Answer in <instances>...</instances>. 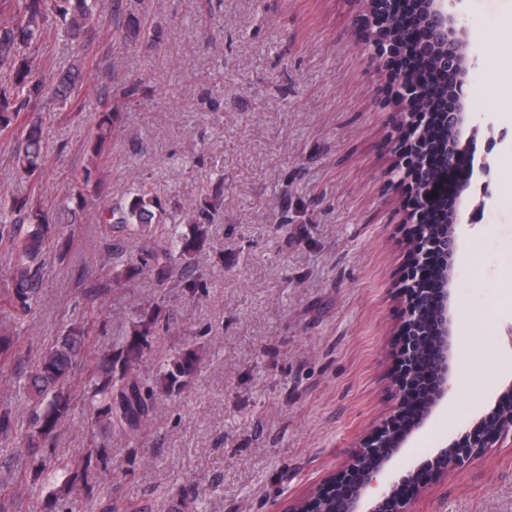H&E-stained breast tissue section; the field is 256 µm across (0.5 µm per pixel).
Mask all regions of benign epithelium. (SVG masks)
Segmentation results:
<instances>
[{
	"instance_id": "7a95c632",
	"label": "benign epithelium",
	"mask_w": 512,
	"mask_h": 512,
	"mask_svg": "<svg viewBox=\"0 0 512 512\" xmlns=\"http://www.w3.org/2000/svg\"><path fill=\"white\" fill-rule=\"evenodd\" d=\"M364 2L368 8L371 38L377 46L379 34L391 28L388 17L396 10L398 0ZM405 11L406 24L418 25L415 33L418 55L434 59L440 65L448 64L455 78V92L445 100L442 112L453 132V140L438 155L428 154L416 164V173L409 175L408 185L410 193L418 199L412 219L423 228L422 234L408 241L410 268L424 273L427 253L433 252L441 259L440 286L431 292L432 304H427L422 294L407 303V316L402 325L407 339L396 351V362L404 365L408 373L406 380L398 381V386L411 387L422 376L435 379V386L424 401L417 423L402 435L394 431L392 420L401 415L406 402V394H401L391 420L366 436L337 474L319 486L310 498L288 506V512H410V498L400 492L402 481H386L383 472L434 409L448 401L452 349L449 300L454 258L458 252L457 226L465 208L463 193L474 173L470 168L468 175L461 176L457 169L462 146L471 141L478 130V126L472 124L464 91L470 67L469 32L454 14L448 12V0H408ZM400 79L401 88L396 100L405 122L407 147L416 153L419 145L428 140V124L418 123L416 114L427 111V107L417 90L413 71L407 70ZM444 171L448 173V194L455 204L448 208L452 216L450 232L435 234L430 231L428 215L435 198V185ZM509 436L512 437V385L499 396L493 412L469 431L468 441L463 445L454 443L440 448L434 464L440 472L446 473Z\"/></svg>"
}]
</instances>
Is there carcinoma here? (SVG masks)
Segmentation results:
<instances>
[{"label": "carcinoma", "instance_id": "cac0c4a2", "mask_svg": "<svg viewBox=\"0 0 512 512\" xmlns=\"http://www.w3.org/2000/svg\"><path fill=\"white\" fill-rule=\"evenodd\" d=\"M17 22L0 25V132L16 128L22 110L43 100L64 106L83 83L84 58L73 60L69 67L54 77L41 74L37 58L43 31L55 26L73 42L88 37L97 8V0H8ZM159 28L136 16L128 19L124 39L135 43L155 40ZM418 90L434 103L447 97L448 74L443 69L420 65ZM124 121V113L109 104L95 114V131L88 143L90 168L83 185L56 209L46 208L39 198H0V242L13 245L5 262L0 264V282L8 298L13 317L19 321L33 314L38 306L40 288L45 277L49 243L58 225L74 224L80 212L90 206L93 195L104 185L99 177L90 182L92 171L99 169L112 135ZM42 129L30 123L20 130L12 154L18 173L29 178L41 167ZM223 184L211 188L207 202L200 206H177L169 211L152 191L141 185L125 202L106 201L99 211V223L106 228L104 247L108 255L129 254L125 268L101 284L103 288H121L136 279L140 270L148 269L163 283L177 270L191 266L192 255L200 250L208 235V226L222 212ZM432 221L443 224L448 218V196L444 187L437 189ZM161 303L152 313L137 314L131 336L117 351L98 352L96 366L88 373L86 398L77 403L71 393L76 359L83 351L88 336L84 323H72L65 334L38 359L19 390L33 404L30 429H16L12 411L0 409V435L21 439L37 448L56 437L61 425L77 408L83 409L85 424L92 437L107 438L112 431L138 430L155 410L156 396L178 394L193 379L202 354L186 349L162 361L159 373L145 377L139 372L145 350L156 335ZM110 449L96 446L87 449L82 459L72 464L57 457L36 462L39 476L58 483L62 499L84 495V512H95L94 479L100 464L109 458Z\"/></svg>", "mask_w": 512, "mask_h": 512}]
</instances>
